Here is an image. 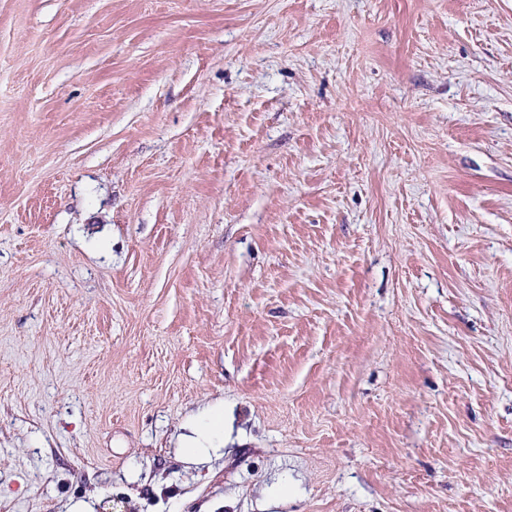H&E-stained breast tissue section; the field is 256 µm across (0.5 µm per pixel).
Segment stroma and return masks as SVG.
Wrapping results in <instances>:
<instances>
[{
    "instance_id": "stroma-1",
    "label": "stroma",
    "mask_w": 512,
    "mask_h": 512,
    "mask_svg": "<svg viewBox=\"0 0 512 512\" xmlns=\"http://www.w3.org/2000/svg\"><path fill=\"white\" fill-rule=\"evenodd\" d=\"M76 501L512 512V0H0V512ZM193 436L186 437L187 451L197 457L196 463H204L202 458L208 450L214 452L224 446V411L220 409L204 410L198 422L192 427Z\"/></svg>"
}]
</instances>
